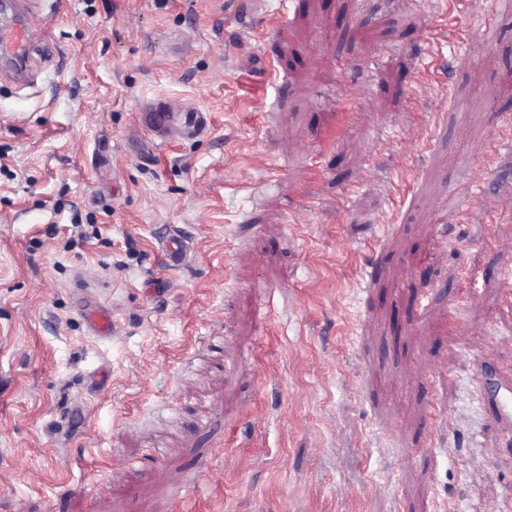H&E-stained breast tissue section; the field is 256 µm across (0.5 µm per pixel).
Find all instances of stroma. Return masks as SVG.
<instances>
[{
    "mask_svg": "<svg viewBox=\"0 0 512 512\" xmlns=\"http://www.w3.org/2000/svg\"><path fill=\"white\" fill-rule=\"evenodd\" d=\"M24 8L55 54L0 70V512H512L474 387L512 370V0ZM144 113L145 123L153 127L158 135H165L172 131L173 127H178L184 135L196 137L206 128V118L202 112H195V119L189 123L180 120L181 109L162 106L160 103L150 105Z\"/></svg>",
    "mask_w": 512,
    "mask_h": 512,
    "instance_id": "obj_1",
    "label": "stroma"
}]
</instances>
